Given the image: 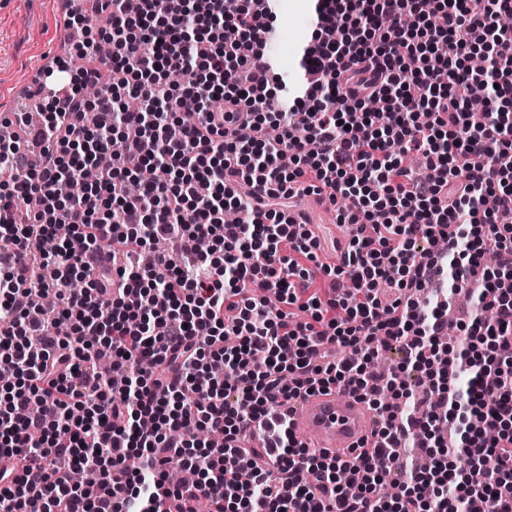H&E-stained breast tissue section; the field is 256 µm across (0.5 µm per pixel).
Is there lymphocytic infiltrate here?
I'll use <instances>...</instances> for the list:
<instances>
[{"instance_id":"1","label":"lymphocytic infiltrate","mask_w":512,"mask_h":512,"mask_svg":"<svg viewBox=\"0 0 512 512\" xmlns=\"http://www.w3.org/2000/svg\"><path fill=\"white\" fill-rule=\"evenodd\" d=\"M83 2L81 77L107 87L90 99L49 71L39 124L0 118L44 142L32 162L0 140V454L26 463L0 512H512V266L485 260L512 253V0H317L314 78L286 112L254 63L251 19L275 17L260 0ZM476 85L483 117L464 109ZM188 98L199 117L171 136ZM309 195L358 224L326 299L319 240L287 219ZM93 252L113 266L90 274ZM334 388L381 418L347 460L290 416ZM77 468L96 484L72 486Z\"/></svg>"}]
</instances>
